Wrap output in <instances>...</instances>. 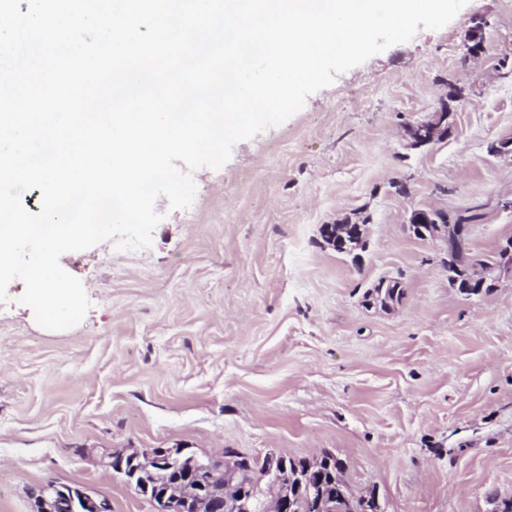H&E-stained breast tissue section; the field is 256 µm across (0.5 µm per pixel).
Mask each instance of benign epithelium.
Wrapping results in <instances>:
<instances>
[{
  "instance_id": "1",
  "label": "benign epithelium",
  "mask_w": 512,
  "mask_h": 512,
  "mask_svg": "<svg viewBox=\"0 0 512 512\" xmlns=\"http://www.w3.org/2000/svg\"><path fill=\"white\" fill-rule=\"evenodd\" d=\"M488 25L484 16L471 20L465 54L479 57L485 51V31ZM447 138L446 128L431 119L419 120L405 133L408 145L414 149L432 145ZM406 230L420 240L465 239L466 224H443L431 216V211L417 209L412 212ZM324 243L334 251L353 254L367 247V227L364 224H324L321 226ZM482 292L485 279L465 271L459 262L448 259V281L458 283L460 277ZM393 279L378 280L365 303L374 302L390 306L396 298L385 289L392 287ZM112 459L121 460L120 470L124 482L135 494L149 500H159L160 512H293L296 488L288 483L285 473L288 456L270 452L256 462L263 465L270 477L266 487L255 490L248 483L227 481V470L237 473L253 468L251 458L236 448H226L216 458L200 456L187 448H153L139 452L130 448H113L108 452ZM357 512H381L375 495L353 497ZM36 512H112V503L84 486L57 485L38 487L35 493Z\"/></svg>"
}]
</instances>
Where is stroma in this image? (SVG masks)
Instances as JSON below:
<instances>
[{
	"mask_svg": "<svg viewBox=\"0 0 512 512\" xmlns=\"http://www.w3.org/2000/svg\"><path fill=\"white\" fill-rule=\"evenodd\" d=\"M475 15L490 22L486 52L468 61ZM453 86L448 138L409 148L403 123ZM504 137L512 0H469L195 171L189 208L159 198L151 247L64 254L91 302L76 326H39L13 280L0 303V512H33L47 483L155 512L100 464L107 448L330 450L384 512H486L489 493L512 496V271L483 268L488 290L461 294L447 242L405 229L417 208H473L469 247L496 256L512 239V158L487 146ZM346 219L367 225L358 263L319 233ZM382 277L403 299L365 307Z\"/></svg>",
	"mask_w": 512,
	"mask_h": 512,
	"instance_id": "stroma-1",
	"label": "stroma"
}]
</instances>
